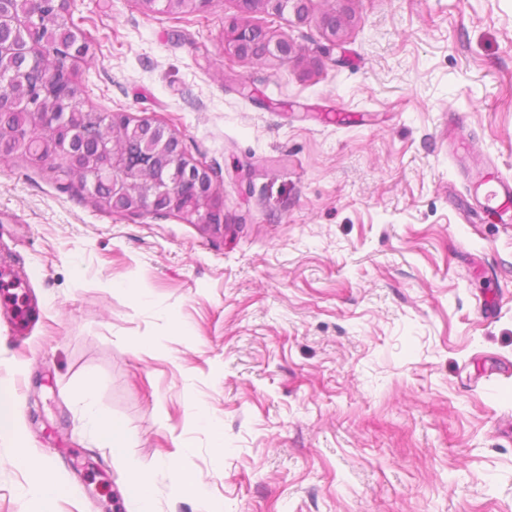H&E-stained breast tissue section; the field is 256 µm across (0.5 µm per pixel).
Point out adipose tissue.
<instances>
[{"instance_id":"obj_1","label":"adipose tissue","mask_w":512,"mask_h":512,"mask_svg":"<svg viewBox=\"0 0 512 512\" xmlns=\"http://www.w3.org/2000/svg\"><path fill=\"white\" fill-rule=\"evenodd\" d=\"M75 400L85 414L89 432L95 443L99 447L109 449L113 458H122L128 448L133 447L137 441V432L98 404L92 385L88 384L80 389L75 395ZM5 461L27 472L28 481L21 493L35 501L40 507V512H52L57 500L75 492L72 484L63 481L54 469L34 458L28 448L14 446ZM122 479L124 496L137 504L138 512H156L153 466L126 469Z\"/></svg>"}]
</instances>
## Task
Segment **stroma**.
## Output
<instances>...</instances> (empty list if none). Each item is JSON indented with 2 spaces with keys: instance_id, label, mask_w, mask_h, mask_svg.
<instances>
[{
  "instance_id": "stroma-1",
  "label": "stroma",
  "mask_w": 512,
  "mask_h": 512,
  "mask_svg": "<svg viewBox=\"0 0 512 512\" xmlns=\"http://www.w3.org/2000/svg\"><path fill=\"white\" fill-rule=\"evenodd\" d=\"M305 8L75 2L82 98L172 125L225 223L116 214L0 162V276L37 309L17 334L0 304V388L23 404L0 455L22 444L78 487L54 512H135L122 472L148 464L157 512H195L164 456L226 512H512V216L477 208L448 154L468 140L512 176V0ZM234 22L296 56L234 58ZM89 379L139 433L124 463L73 399ZM199 424L202 427L210 429L214 433V442L211 445L213 453L220 458L224 455V435L221 432V426L214 415L206 408H201L199 413Z\"/></svg>"
}]
</instances>
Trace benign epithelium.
I'll list each match as a JSON object with an SVG mask.
<instances>
[{"mask_svg": "<svg viewBox=\"0 0 512 512\" xmlns=\"http://www.w3.org/2000/svg\"><path fill=\"white\" fill-rule=\"evenodd\" d=\"M169 10L184 14L204 12L211 0H164ZM243 13L257 11L281 16L293 10L300 21L305 19L304 0H237ZM55 21L72 28L65 65L58 67L54 91L46 98L51 105H62L65 112H35L30 123L15 130L0 128V139L7 138L19 153L35 164L42 163V144L49 157L66 161L76 145L87 137L98 141V154L90 158L73 178L77 188L98 206L121 215L151 212L173 214L187 224H199L214 235L224 233L222 192L214 181L213 171L192 159L178 133L168 124L133 120L124 112H75L86 106L79 96V71L89 56L90 45L84 34L72 26L71 0H53ZM231 44L241 58L275 56L288 60L295 47L287 41L275 44L264 40L254 27L235 24ZM30 66L43 68L53 59L42 45L31 42L26 48ZM111 188L108 197L98 194L97 187Z\"/></svg>", "mask_w": 512, "mask_h": 512, "instance_id": "7a95c632", "label": "benign epithelium"}]
</instances>
